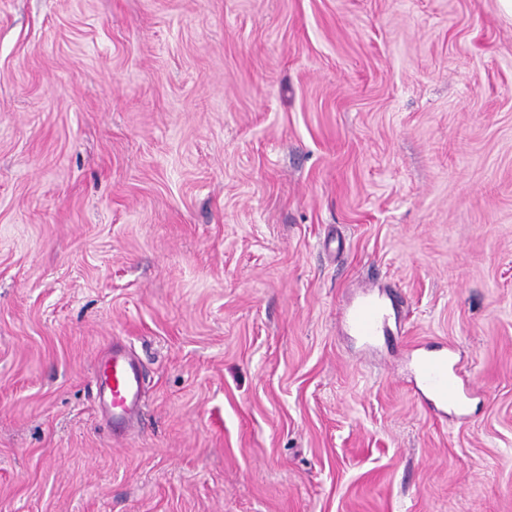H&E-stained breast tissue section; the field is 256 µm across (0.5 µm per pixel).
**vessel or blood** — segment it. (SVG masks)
<instances>
[{
  "label": "vessel or blood",
  "mask_w": 512,
  "mask_h": 512,
  "mask_svg": "<svg viewBox=\"0 0 512 512\" xmlns=\"http://www.w3.org/2000/svg\"><path fill=\"white\" fill-rule=\"evenodd\" d=\"M383 320V308L371 295L347 314L350 329L367 342L378 335ZM93 375L100 404L111 420L113 434H124L138 414L143 397L144 380L136 356L121 342H113L98 356ZM419 377L432 404L450 403L455 409L464 410L468 393L458 383L452 353L423 359Z\"/></svg>",
  "instance_id": "obj_1"
}]
</instances>
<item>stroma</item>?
<instances>
[{
  "label": "stroma",
  "mask_w": 512,
  "mask_h": 512,
  "mask_svg": "<svg viewBox=\"0 0 512 512\" xmlns=\"http://www.w3.org/2000/svg\"><path fill=\"white\" fill-rule=\"evenodd\" d=\"M0 512H512L500 0H0ZM346 319L353 333L369 342L378 336L384 320L383 308L373 295H368L348 312ZM93 375L99 401L107 412L114 435L124 434L138 414L144 380L138 359L119 341L102 352ZM420 383L431 397L433 405H448V399L458 411H463L468 399L467 391L458 383V372L451 348L439 356L425 358L419 366Z\"/></svg>",
  "instance_id": "stroma-1"
}]
</instances>
